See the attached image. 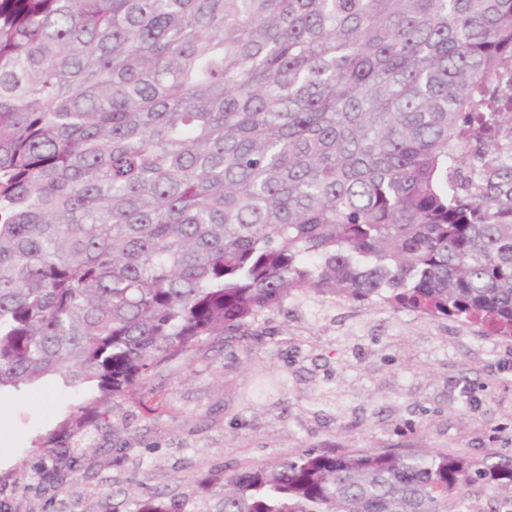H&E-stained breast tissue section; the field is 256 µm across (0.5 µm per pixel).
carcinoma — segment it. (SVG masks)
<instances>
[{
	"mask_svg": "<svg viewBox=\"0 0 512 512\" xmlns=\"http://www.w3.org/2000/svg\"><path fill=\"white\" fill-rule=\"evenodd\" d=\"M507 83L512 0H0V390L141 395L309 294L512 338ZM476 478L512 498V460L306 453L214 512H448Z\"/></svg>",
	"mask_w": 512,
	"mask_h": 512,
	"instance_id": "carcinoma-1",
	"label": "carcinoma"
}]
</instances>
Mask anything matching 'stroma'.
<instances>
[{"label": "stroma", "mask_w": 512, "mask_h": 512, "mask_svg": "<svg viewBox=\"0 0 512 512\" xmlns=\"http://www.w3.org/2000/svg\"><path fill=\"white\" fill-rule=\"evenodd\" d=\"M260 342H216L161 369L164 403L107 402L85 442L42 448L95 388L54 374L0 392V512H134L150 495L187 497L213 512L226 476L306 452L448 454L489 464L512 458V341L455 320L317 297L270 314ZM286 393L248 404L259 380ZM469 387L474 401L462 398ZM69 472L73 493L45 477ZM450 512H512L479 480L448 494Z\"/></svg>", "instance_id": "obj_1"}]
</instances>
